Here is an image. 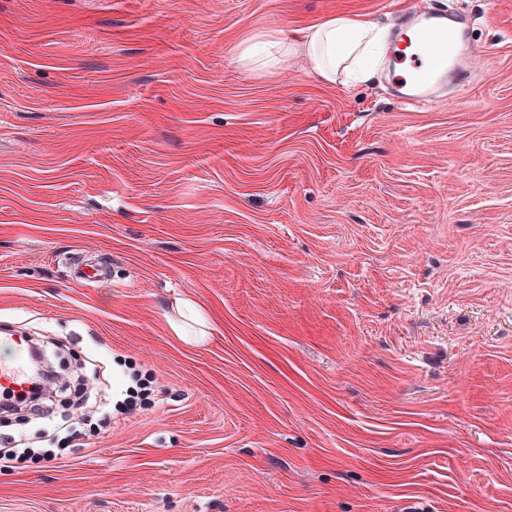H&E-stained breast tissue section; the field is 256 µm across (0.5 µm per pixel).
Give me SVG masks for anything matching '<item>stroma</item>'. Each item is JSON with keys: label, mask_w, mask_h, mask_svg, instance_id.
<instances>
[{"label": "stroma", "mask_w": 512, "mask_h": 512, "mask_svg": "<svg viewBox=\"0 0 512 512\" xmlns=\"http://www.w3.org/2000/svg\"><path fill=\"white\" fill-rule=\"evenodd\" d=\"M418 1L474 21L441 103L239 59ZM2 326L156 394L0 467V512H512V0H0ZM180 315V318H185L186 322H171V326L177 336L183 340L193 341L198 344L205 342L207 337L205 336V332L202 329L193 331V326L191 325L193 324L192 322H194L200 328H202L201 326H204L205 320L196 305L191 301H184L180 307Z\"/></svg>", "instance_id": "stroma-1"}]
</instances>
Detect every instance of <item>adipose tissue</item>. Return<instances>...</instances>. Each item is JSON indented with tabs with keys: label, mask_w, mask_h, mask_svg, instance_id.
<instances>
[{
	"label": "adipose tissue",
	"mask_w": 512,
	"mask_h": 512,
	"mask_svg": "<svg viewBox=\"0 0 512 512\" xmlns=\"http://www.w3.org/2000/svg\"><path fill=\"white\" fill-rule=\"evenodd\" d=\"M303 42L314 75L332 82L343 69L358 82L376 73L386 53L387 31L367 18L340 17L304 29Z\"/></svg>",
	"instance_id": "1"
}]
</instances>
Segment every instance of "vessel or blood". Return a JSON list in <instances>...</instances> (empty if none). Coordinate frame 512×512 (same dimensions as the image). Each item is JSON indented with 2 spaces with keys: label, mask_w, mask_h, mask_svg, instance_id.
<instances>
[{
  "label": "vessel or blood",
  "mask_w": 512,
  "mask_h": 512,
  "mask_svg": "<svg viewBox=\"0 0 512 512\" xmlns=\"http://www.w3.org/2000/svg\"><path fill=\"white\" fill-rule=\"evenodd\" d=\"M472 48L467 17L441 6L407 15L395 33L389 56L394 94L410 105L440 99L436 71L454 67L458 81L466 82ZM31 376L28 363L22 360L0 361V390L27 391Z\"/></svg>",
  "instance_id": "b4317fda"
}]
</instances>
